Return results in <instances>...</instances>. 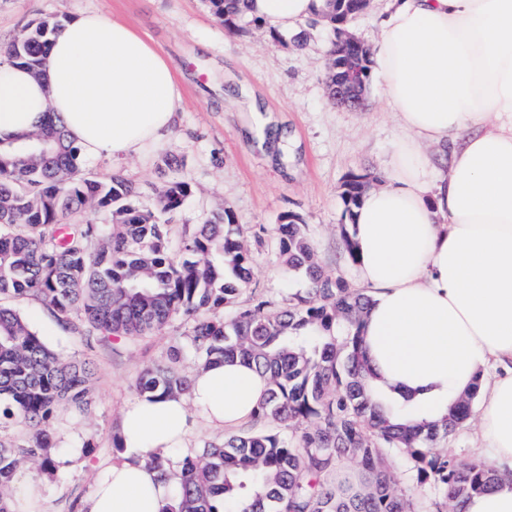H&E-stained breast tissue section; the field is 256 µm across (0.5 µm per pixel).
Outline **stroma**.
Returning <instances> with one entry per match:
<instances>
[{
    "instance_id": "35a3bbf8",
    "label": "stroma",
    "mask_w": 512,
    "mask_h": 512,
    "mask_svg": "<svg viewBox=\"0 0 512 512\" xmlns=\"http://www.w3.org/2000/svg\"><path fill=\"white\" fill-rule=\"evenodd\" d=\"M80 12L133 26L173 65L181 91L168 137L122 160L84 159L85 174L121 171L139 186L140 205L151 209L161 186L162 158L175 153L183 161L178 175L194 193L168 217L173 240H180L185 225L203 223L225 208L247 228H271L281 214L295 212L308 226L322 269L343 272L355 282V268L343 252L350 218L343 212L342 185L350 172L381 169L400 129L379 81L371 83L365 111L327 102L328 29L305 22L298 32L274 39L268 27L250 23L231 35L208 0H0V61H6L8 45L32 22ZM299 35L306 40L301 51L294 46ZM249 246L255 274L238 296L239 304L260 297L276 309L289 294L306 288L302 277L289 275L273 236ZM11 305L53 348L90 360L96 368L94 416L61 407L48 423L53 455L68 458V465L45 470L39 461L26 460L14 483L18 494L29 484L42 485L41 512H77L92 491L98 464L122 454L114 440L122 409L137 397V377L183 343L185 323L178 318L151 336L100 342L76 335L36 300L18 298ZM88 441L94 444L89 453L84 450Z\"/></svg>"
}]
</instances>
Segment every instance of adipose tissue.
<instances>
[{"label":"adipose tissue","instance_id":"obj_1","mask_svg":"<svg viewBox=\"0 0 512 512\" xmlns=\"http://www.w3.org/2000/svg\"><path fill=\"white\" fill-rule=\"evenodd\" d=\"M321 6L249 0L247 14L290 31ZM378 26L372 69L401 134L351 215L370 297L363 349L375 384L415 392L430 418L475 391L489 460L512 464V0H389ZM179 106L164 55L95 12L64 21L40 75L0 64V138L53 117L85 156L126 158L167 136ZM267 390L234 361L199 370L188 396L136 399L118 429L124 453L80 512H165L171 485L145 456L181 447L198 417L251 421Z\"/></svg>","mask_w":512,"mask_h":512}]
</instances>
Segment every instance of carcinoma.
Returning a JSON list of instances; mask_svg holds the SVG:
<instances>
[{
	"label": "carcinoma",
	"mask_w": 512,
	"mask_h": 512,
	"mask_svg": "<svg viewBox=\"0 0 512 512\" xmlns=\"http://www.w3.org/2000/svg\"><path fill=\"white\" fill-rule=\"evenodd\" d=\"M231 34L248 20L247 0H209ZM363 0H325L315 22L340 31L364 13ZM61 21L45 18L8 49L9 61L39 71ZM326 94L336 103V77L353 71L350 108L365 106L370 90V45L331 40ZM47 140L53 151L31 156L26 146ZM174 155L160 166L155 209L136 205L139 188L115 170L106 178L82 172L81 155L64 126L51 120L15 141L0 139V421L24 426L22 445L0 440V512H10L15 473L26 458L52 467L47 422L58 407L94 413L91 362L48 345L30 323L3 303L31 298L72 330L88 336H143L164 329L176 316L189 319L186 345L145 369L135 383L141 395H182L190 381L177 368L184 348L200 367L238 357L269 377V390L254 421L276 425L206 443L185 456L178 469L167 457L147 460L168 481L177 479L166 512H464L473 495L512 471L438 452L470 415L473 397L459 400L439 419L386 398L371 381L361 352L358 325L370 302L343 274L319 266L302 217L286 212L274 233L288 271L304 275L309 288L287 306L255 299L236 304L250 285L254 258L241 225L226 209L185 228L172 250L161 217L177 211L193 185L170 173ZM369 174L351 172L341 193L351 212ZM107 223L78 222L87 209ZM402 455L416 483L438 493L433 501L398 489L392 460Z\"/></svg>",
	"instance_id": "carcinoma-1"
}]
</instances>
